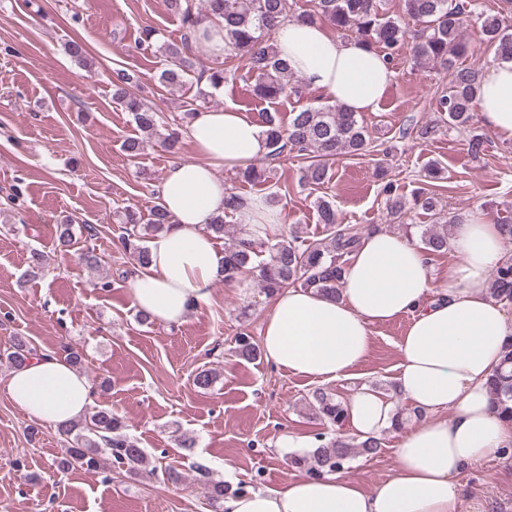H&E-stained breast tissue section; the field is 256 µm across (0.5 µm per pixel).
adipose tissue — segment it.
Returning <instances> with one entry per match:
<instances>
[{
    "label": "adipose tissue",
    "instance_id": "ef3b65f1",
    "mask_svg": "<svg viewBox=\"0 0 512 512\" xmlns=\"http://www.w3.org/2000/svg\"><path fill=\"white\" fill-rule=\"evenodd\" d=\"M275 43L305 84L353 112L376 111L394 76L381 53L320 23L283 22ZM477 106L491 131L512 138V57L485 68ZM185 135L197 158L173 161L161 186L173 224L149 240L150 262L128 288L138 311L169 326L208 302L223 276L224 252L205 230L228 195L216 169L247 166L266 151L260 122L232 107L198 111ZM452 248L459 261L442 290L418 245L379 231L350 256L339 298L302 287L271 298L260 336L265 361L322 384L352 375L370 350L374 325L409 317L398 343L396 383L424 417L400 439L394 473L373 489L341 473L302 474L277 488L227 496L224 512H459L465 493L459 475L512 450V419L500 413L488 388L512 337V317L489 293L488 272L504 260L498 226L471 214L455 225ZM7 393L55 426L83 417L93 403L86 377L49 354L15 369ZM345 407L343 434L362 439L387 430L395 413L367 385Z\"/></svg>",
    "mask_w": 512,
    "mask_h": 512
}]
</instances>
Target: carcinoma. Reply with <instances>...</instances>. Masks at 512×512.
<instances>
[{
  "instance_id": "cac0c4a2",
  "label": "carcinoma",
  "mask_w": 512,
  "mask_h": 512,
  "mask_svg": "<svg viewBox=\"0 0 512 512\" xmlns=\"http://www.w3.org/2000/svg\"><path fill=\"white\" fill-rule=\"evenodd\" d=\"M204 12H199L194 0H170L171 8L180 14L186 34L180 43H158L157 31L148 29L138 42L139 49L158 53L165 58V67L159 81L166 85L185 84V75L195 65L189 57L192 47L190 33L203 16L224 22V41L230 55L237 60V68L253 79L252 92L256 99L275 105L286 98H301L302 82L296 79L288 62L280 58L274 35L280 23L286 20H321L332 26L341 36H351L383 53L389 62L395 61L394 51L404 44L406 22L417 24L411 36V50L419 63H432L448 76V84L437 97L440 121L452 128L468 132L471 152L484 149V137L472 127V112L476 105L479 71L456 66V59L471 50L463 31L472 20L481 19V33L487 46L494 48V57L512 55V0H504L505 8L495 14L476 13L477 0H402V14L396 17L385 13L381 0H312L308 12L295 13L294 0H203ZM134 77L122 69L113 72V101L131 113L141 137H130L123 144L128 156L142 155L152 143L158 142L173 149L179 142L178 130L167 127L162 113L145 107L129 92ZM265 127L266 158L276 160L290 153L305 156L309 163L303 180L308 185H321L329 180V163L343 155H357L369 145L368 132L357 114L343 105H305L292 113L284 124L278 113L262 114ZM238 177L245 182L268 181L267 170L252 165L240 168ZM387 210L395 219L403 218L410 206L419 207L435 216V223L420 230L423 249L428 254L448 250V227L459 222L437 209L438 200L432 192H421L409 202L395 194L393 187L383 188ZM317 212L326 236L311 240L295 227L285 238L276 240L271 234L254 237L249 228H232L218 215L206 225L215 238L231 236L224 248V282L230 283L247 270L258 277L264 293L274 295L283 288L300 285L313 288L321 294L336 298L340 295L342 277L348 257L358 247L361 235L356 227L338 223L336 209L331 202H318ZM129 225L123 239L126 248L139 265L149 263V253L143 242L149 235L165 231L172 224L170 215L161 203L153 205L143 216L127 209L118 215ZM491 294L499 300L512 301V259L498 266L491 281ZM236 352L245 359H254L258 346L252 337L240 334L236 338ZM490 393L501 413L512 417V342L505 345L499 366L489 382ZM306 403L316 418L331 429L343 425L345 409L334 394L322 388L309 394ZM59 431L70 439L64 468L79 467L87 472L101 468V456L107 455L112 465L129 473H136L145 463L144 450L126 431V424L112 408L96 405L84 417ZM318 445L307 455H295L290 463L310 476H320L343 468L355 454H374L382 447L381 438L370 437L357 443L338 439L324 432L315 434ZM195 469L199 481L208 484V501L212 512H221V501L227 491L224 484L209 480V470L203 464Z\"/></svg>"
}]
</instances>
